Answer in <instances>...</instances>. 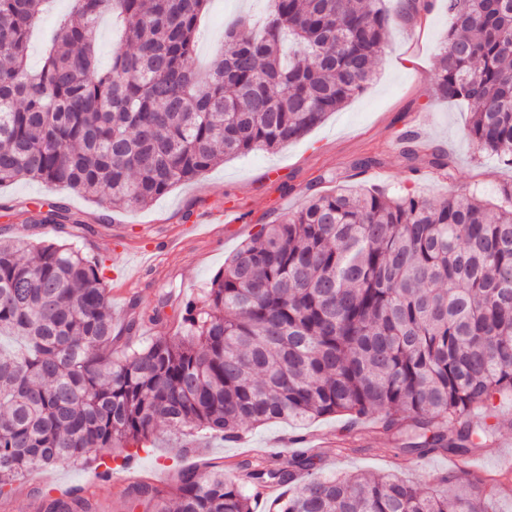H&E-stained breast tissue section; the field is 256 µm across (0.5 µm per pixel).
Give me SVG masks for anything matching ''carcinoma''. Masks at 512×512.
Listing matches in <instances>:
<instances>
[{
	"mask_svg": "<svg viewBox=\"0 0 512 512\" xmlns=\"http://www.w3.org/2000/svg\"><path fill=\"white\" fill-rule=\"evenodd\" d=\"M45 0H0V186L70 188L115 210L144 208L226 158L273 151L367 88L382 52L384 0H271L245 19L201 74L192 65L209 0H71L37 71L28 31ZM435 93L466 102L474 150L512 165V0H447ZM126 22L98 61L99 20ZM453 179L447 157L422 153ZM68 220L55 205L34 224ZM102 266L57 243L0 239V497L34 471L150 440L160 422L184 438L236 442L275 420L339 416L400 441L413 458H464L497 434L464 417L512 393V184L489 207L458 188L413 194L338 189L265 224L185 304L181 330L112 355ZM451 492L390 476L343 479L313 459H245L132 488L147 512H492L485 481ZM43 512H97L64 491Z\"/></svg>",
	"mask_w": 512,
	"mask_h": 512,
	"instance_id": "obj_1",
	"label": "carcinoma"
}]
</instances>
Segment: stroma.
<instances>
[{
	"label": "stroma",
	"instance_id": "1",
	"mask_svg": "<svg viewBox=\"0 0 512 512\" xmlns=\"http://www.w3.org/2000/svg\"><path fill=\"white\" fill-rule=\"evenodd\" d=\"M269 5L270 0H210L193 65L205 68L218 54L231 22L261 18ZM70 7L71 0H52L40 18L29 41L30 69L42 67L58 21ZM448 25L443 0H429L419 24L392 17L374 79L363 93L300 139L272 152L225 160L148 207L117 212L74 191L31 180L1 187L0 237L20 233L34 244L63 242L103 261L114 319L112 352L118 356L155 337L175 335L184 304L198 298L225 259L261 225L299 209L309 194L342 186L410 192L436 203L451 187L463 186L497 203L502 187L512 183V168L497 157L475 153L466 137L471 117L467 103L444 101L434 92ZM407 134L449 157L452 178L424 163L410 164L400 151ZM368 158L374 166L361 168ZM51 204L67 210L69 223H32L34 212ZM164 296L169 299L165 324L143 323L134 336L124 332L134 311L152 309ZM495 405L501 434L496 444L470 456L469 472L495 482L496 512H512V480L503 478L512 471V395L496 399ZM296 453L312 457L327 477L393 475L424 491H447L445 478L456 468L445 455L404 456L393 437L371 432L366 424L347 428L344 418L336 416L303 424L271 422L248 431L239 443L201 436L191 448L181 447L173 431L161 425L139 450L135 464L138 476L164 488L174 484L179 469L205 461L222 463L233 475L245 458L285 460ZM65 490L93 495L99 512H127V484L103 480L94 466L77 464L54 466L18 481L9 497L0 498V512H41L43 494L56 496Z\"/></svg>",
	"mask_w": 512,
	"mask_h": 512
}]
</instances>
